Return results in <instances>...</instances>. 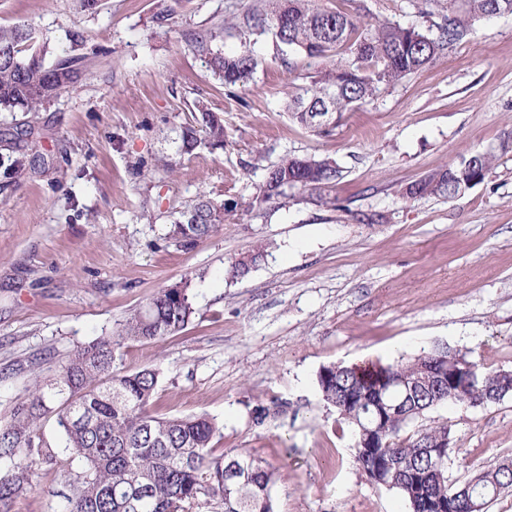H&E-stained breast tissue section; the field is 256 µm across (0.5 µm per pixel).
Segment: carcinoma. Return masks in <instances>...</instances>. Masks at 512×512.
<instances>
[{
	"label": "carcinoma",
	"instance_id": "1",
	"mask_svg": "<svg viewBox=\"0 0 512 512\" xmlns=\"http://www.w3.org/2000/svg\"><path fill=\"white\" fill-rule=\"evenodd\" d=\"M270 18L252 17L256 26L272 23L278 41L312 58L338 56L297 88L288 112L298 123L327 135L330 127L315 122L314 112H330L334 123L399 79L421 69L446 49L475 33L482 20L512 15V0H434L444 24L433 35L416 25L390 20L365 22L348 10H325L315 0H274ZM209 64L228 86L247 82L256 62L249 49L226 54L201 45ZM45 46L30 28H0V109L37 112L74 84L81 58L64 57L45 65ZM200 128H182L177 153L190 154L204 145L224 148V117L199 101ZM471 175L483 183L497 155L476 151ZM334 161L314 156H285L269 166L260 188L261 201L286 197L292 187L313 189L332 183ZM459 167L432 171L404 190L408 198L458 195ZM226 221L224 203L207 198L186 206L170 225L169 241L189 250L217 232ZM194 315L188 288H164L129 316L113 336H103L75 350L53 382L36 385L32 399L17 404L10 420L0 424V512L31 487L35 458L53 463L58 453L47 444L34 447L37 422L53 415L65 436L66 463H79L82 475L73 483L66 512H276L272 487L278 469L247 454H217L212 441L220 433L208 414L159 417L150 411L161 380L156 368L125 372L116 366L127 343L148 342L182 331ZM462 354L442 345L394 363L322 367L316 384L350 428L354 461L372 479L391 485L410 512H451L459 486L433 457L452 451L448 424L426 419L435 408L471 405L493 396L512 395V371L474 363L477 383L462 386L455 378ZM445 367L444 379L423 386L410 404L393 412L400 382L415 378L431 363ZM423 420L414 429L409 425ZM372 431L371 447L359 444L360 431ZM485 483L472 497L489 503L512 491V460L485 470Z\"/></svg>",
	"mask_w": 512,
	"mask_h": 512
}]
</instances>
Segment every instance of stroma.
Returning a JSON list of instances; mask_svg holds the SVG:
<instances>
[{
	"label": "stroma",
	"mask_w": 512,
	"mask_h": 512,
	"mask_svg": "<svg viewBox=\"0 0 512 512\" xmlns=\"http://www.w3.org/2000/svg\"><path fill=\"white\" fill-rule=\"evenodd\" d=\"M267 0H0V26L35 28L47 63L84 59L77 81L37 112H0V421L71 354L187 285L195 315L178 334L122 348L126 371L157 368L155 415L207 413L216 452L280 470L277 512H409L356 465L352 435L317 392L321 367L392 362L444 343L512 371V151L463 194L409 199L428 172L512 140V16L475 34L360 109L329 135L287 108L318 66L248 30ZM248 47L252 79L225 86L197 41ZM224 115L225 146L180 156L195 101ZM333 159L330 187L259 203L268 166ZM236 199L220 230L181 250L165 234L198 197ZM259 243L243 277L231 268ZM285 407L254 424L256 406ZM450 481L512 459V396L444 405ZM79 466L40 463L12 512H65Z\"/></svg>",
	"instance_id": "stroma-1"
}]
</instances>
